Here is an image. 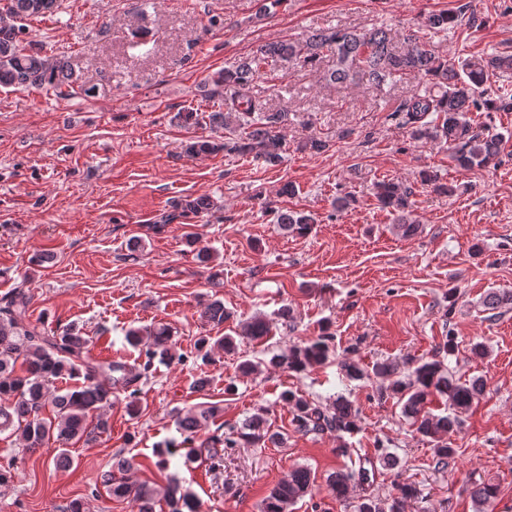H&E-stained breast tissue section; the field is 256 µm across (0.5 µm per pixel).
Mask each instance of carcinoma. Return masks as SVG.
<instances>
[{"mask_svg": "<svg viewBox=\"0 0 512 512\" xmlns=\"http://www.w3.org/2000/svg\"><path fill=\"white\" fill-rule=\"evenodd\" d=\"M56 7L58 0H7V20H0V87H48L62 99L86 93L79 76L60 58L28 51L19 45L22 27L16 21L42 15ZM465 18L448 10L430 11L423 15L421 29L435 35L457 27ZM466 19L472 26L483 24L474 14ZM403 43V47H396L391 32L377 27L322 30L300 41L261 44L211 78V95L222 99L224 111L211 113L209 119L236 133V137L224 139L222 145L210 140H192L186 144L185 152L194 156L222 148L227 153L252 154L267 164L279 162L288 112L272 110L256 99L252 85L267 74L269 67L300 65L315 69L327 52L332 56V66L320 74L325 86L346 88L365 80L381 91L405 79H417L422 88L400 99L392 108L398 124L408 129L415 140H431L447 147L461 169L497 166L502 137L471 123L467 113L512 112V95L506 90L493 93L489 85L490 78L512 72V55H468L452 60L427 47L415 33L403 37ZM420 182L450 195L458 190L456 185L439 183L438 176L427 170L421 171ZM374 196L382 208L396 215L401 234L412 236L417 232L418 224L411 218L412 187L382 180L374 184ZM208 206L205 198L187 200L167 214L164 223L170 224L188 213H201ZM276 221L285 231L302 236L314 224L311 216L297 211H281ZM29 304L30 297L21 290L0 300V399H5L0 402V433L10 429L21 432L28 448H39L50 438L63 445L73 440L93 439L108 427V420L98 411L111 404L112 390L123 392L127 407L135 408L139 383L150 372L154 360L173 357L170 329L155 326L133 329L127 334V341L144 355L139 371L121 361L92 359L86 356L88 339L82 332L68 327L56 336L49 334L30 322ZM483 304L489 310H496L512 304V294L490 291ZM269 333L270 325L262 317H252L239 325V336L243 338L261 340ZM332 340V336L324 334L272 357L269 364L296 373L305 372L328 361ZM18 363L23 371L21 375L16 373ZM373 372L389 380L387 391L401 405L402 414L413 420L418 434L434 443L436 465L448 466L456 454L448 439L460 427V414L484 393V382L457 379L444 361L436 358L412 364L404 375L393 362L377 363ZM59 379H78L80 383L50 392L49 383ZM435 393L446 398L448 413L435 415L425 410L428 397ZM281 400L290 408L292 424L299 432L329 430L339 436L357 429V410L342 396L336 398L329 410L291 390L284 392ZM48 405L55 413L52 420L41 417ZM219 412L220 408L207 405L180 418L183 443L193 441ZM282 440L279 435L267 433L262 415L257 414L224 437H211V457L221 462L226 448L240 443L264 446ZM134 466L133 459L119 457L101 473L100 482L112 498L132 501L137 512H155L156 488L126 477ZM369 480V471L364 468L357 472L340 470L328 478V485L336 498L343 499L350 484H364ZM397 490L399 496L389 502L376 496L360 497L356 512H402L403 503L414 495V489L399 483ZM310 495L311 472L296 467L288 478L269 490L262 501V512H292L299 501ZM470 495L477 512H485L496 498L497 487L489 482L476 484ZM165 500L169 512H196L193 494L178 484L167 488Z\"/></svg>", "mask_w": 512, "mask_h": 512, "instance_id": "carcinoma-1", "label": "carcinoma"}]
</instances>
